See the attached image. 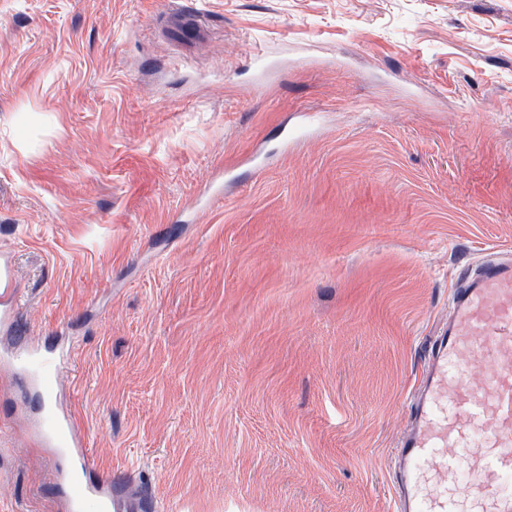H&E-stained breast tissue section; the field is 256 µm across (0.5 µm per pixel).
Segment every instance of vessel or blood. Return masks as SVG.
Instances as JSON below:
<instances>
[{
    "label": "vessel or blood",
    "mask_w": 512,
    "mask_h": 512,
    "mask_svg": "<svg viewBox=\"0 0 512 512\" xmlns=\"http://www.w3.org/2000/svg\"><path fill=\"white\" fill-rule=\"evenodd\" d=\"M18 271L0 254V326L15 329L20 307ZM448 324L428 346L421 380L411 400L410 422L396 452V512H512V494L498 489L512 478V365L502 364L483 387H472L465 363L512 352V260L494 259L465 269L450 297ZM68 349L46 352L19 344L0 368H20L29 383L51 391ZM39 427L47 442L71 458L63 476L72 512H136L105 479L88 481L93 468L81 428L69 413L49 406ZM467 449L472 481L466 494L453 482Z\"/></svg>",
    "instance_id": "1"
}]
</instances>
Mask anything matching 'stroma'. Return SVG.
Instances as JSON below:
<instances>
[{
	"instance_id": "stroma-1",
	"label": "stroma",
	"mask_w": 512,
	"mask_h": 512,
	"mask_svg": "<svg viewBox=\"0 0 512 512\" xmlns=\"http://www.w3.org/2000/svg\"><path fill=\"white\" fill-rule=\"evenodd\" d=\"M1 251L0 353L72 337L143 512H393L424 342L512 257V0H0ZM44 405L0 370V512H67ZM18 271L11 255L0 254V324L13 331L17 325L20 296L17 286Z\"/></svg>"
}]
</instances>
